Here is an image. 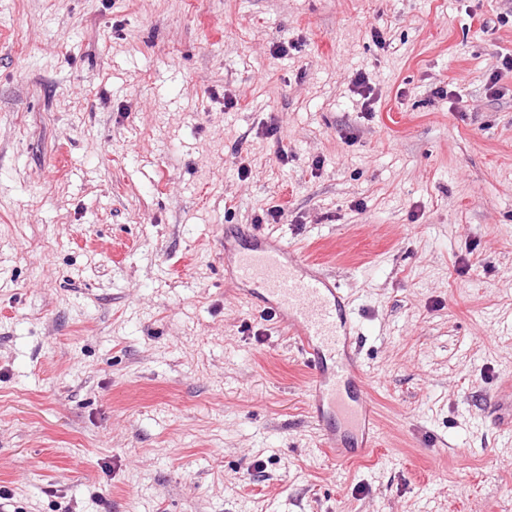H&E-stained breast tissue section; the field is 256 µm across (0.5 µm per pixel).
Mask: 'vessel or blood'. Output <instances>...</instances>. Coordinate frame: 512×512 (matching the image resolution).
Returning a JSON list of instances; mask_svg holds the SVG:
<instances>
[{
    "instance_id": "obj_1",
    "label": "vessel or blood",
    "mask_w": 512,
    "mask_h": 512,
    "mask_svg": "<svg viewBox=\"0 0 512 512\" xmlns=\"http://www.w3.org/2000/svg\"><path fill=\"white\" fill-rule=\"evenodd\" d=\"M240 238L226 269L250 285L252 298L286 328L307 363L308 412L329 459L341 463L337 443L343 435L354 438L356 453H369L376 446L378 420L360 397L366 378L355 346L359 331L340 282L288 240L253 228Z\"/></svg>"
}]
</instances>
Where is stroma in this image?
<instances>
[{"instance_id":"35a3bbf8","label":"stroma","mask_w":512,"mask_h":512,"mask_svg":"<svg viewBox=\"0 0 512 512\" xmlns=\"http://www.w3.org/2000/svg\"><path fill=\"white\" fill-rule=\"evenodd\" d=\"M507 13L512 0H0L13 507L512 512V427L495 414L512 394V73L503 97L487 89L512 54ZM274 206L263 232L324 263L363 334L379 445L341 468L291 339L224 275L227 229Z\"/></svg>"}]
</instances>
